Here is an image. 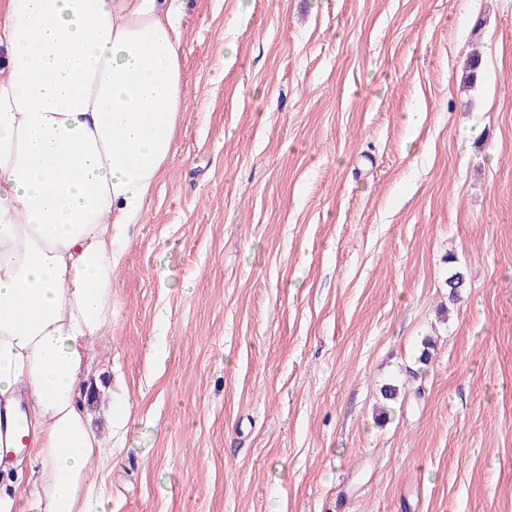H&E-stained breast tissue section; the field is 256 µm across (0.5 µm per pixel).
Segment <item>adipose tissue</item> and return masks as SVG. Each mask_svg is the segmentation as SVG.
Segmentation results:
<instances>
[{"label":"adipose tissue","mask_w":512,"mask_h":512,"mask_svg":"<svg viewBox=\"0 0 512 512\" xmlns=\"http://www.w3.org/2000/svg\"><path fill=\"white\" fill-rule=\"evenodd\" d=\"M185 112L167 0H0V400L25 394L31 445L0 512H106L91 342Z\"/></svg>","instance_id":"adipose-tissue-1"}]
</instances>
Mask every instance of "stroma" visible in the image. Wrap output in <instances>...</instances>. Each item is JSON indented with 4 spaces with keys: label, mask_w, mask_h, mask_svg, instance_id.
Instances as JSON below:
<instances>
[{
    "label": "stroma",
    "mask_w": 512,
    "mask_h": 512,
    "mask_svg": "<svg viewBox=\"0 0 512 512\" xmlns=\"http://www.w3.org/2000/svg\"><path fill=\"white\" fill-rule=\"evenodd\" d=\"M178 5L86 390L107 512H512V0Z\"/></svg>",
    "instance_id": "1"
}]
</instances>
